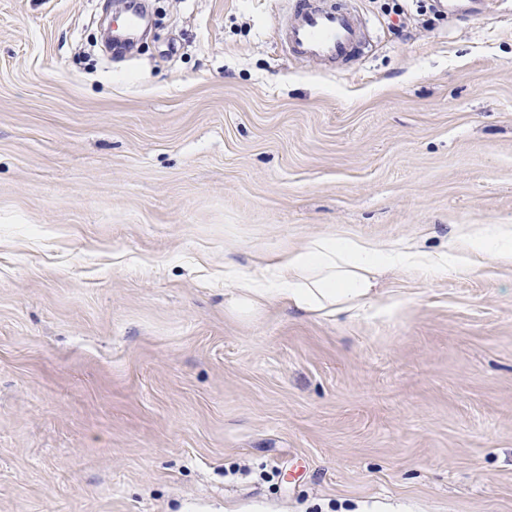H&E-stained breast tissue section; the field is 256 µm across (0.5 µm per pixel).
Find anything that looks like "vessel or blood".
<instances>
[{
	"label": "vessel or blood",
	"mask_w": 512,
	"mask_h": 512,
	"mask_svg": "<svg viewBox=\"0 0 512 512\" xmlns=\"http://www.w3.org/2000/svg\"><path fill=\"white\" fill-rule=\"evenodd\" d=\"M498 0H434L453 19H480ZM364 21L351 0H292L282 28L289 54L332 69L364 51Z\"/></svg>",
	"instance_id": "vessel-or-blood-1"
}]
</instances>
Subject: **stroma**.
<instances>
[{"mask_svg":"<svg viewBox=\"0 0 512 512\" xmlns=\"http://www.w3.org/2000/svg\"><path fill=\"white\" fill-rule=\"evenodd\" d=\"M0 0V512H512V267L394 268L392 313L224 307L319 235L447 251L512 225V11ZM364 21L353 4L335 0H292L282 41L293 57L332 69L364 51Z\"/></svg>","mask_w":512,"mask_h":512,"instance_id":"1","label":"stroma"}]
</instances>
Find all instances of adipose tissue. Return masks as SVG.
Here are the masks:
<instances>
[{"label":"adipose tissue","instance_id":"adipose-tissue-1","mask_svg":"<svg viewBox=\"0 0 512 512\" xmlns=\"http://www.w3.org/2000/svg\"><path fill=\"white\" fill-rule=\"evenodd\" d=\"M475 253L491 255L499 264L512 266V226L502 224L494 233L482 231L464 237L462 243L439 254L396 250L349 237L319 236L282 256L276 265V287H259L245 274L234 276L227 304L238 314L249 315L267 302L281 300L291 310L333 319L378 299V277L390 268L438 264L455 270L465 266Z\"/></svg>","mask_w":512,"mask_h":512}]
</instances>
